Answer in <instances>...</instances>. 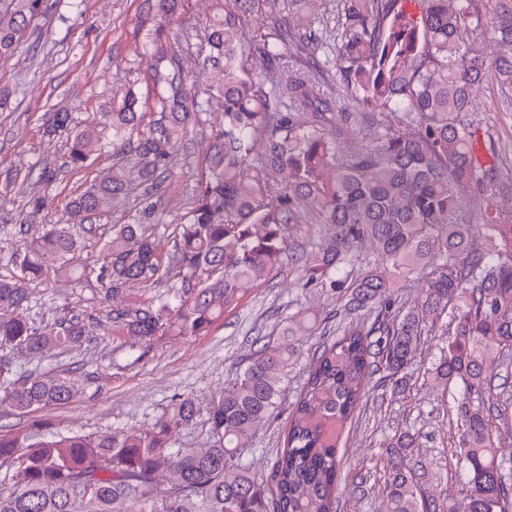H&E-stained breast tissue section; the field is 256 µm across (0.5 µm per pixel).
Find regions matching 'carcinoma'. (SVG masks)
<instances>
[{"instance_id":"1","label":"carcinoma","mask_w":512,"mask_h":512,"mask_svg":"<svg viewBox=\"0 0 512 512\" xmlns=\"http://www.w3.org/2000/svg\"><path fill=\"white\" fill-rule=\"evenodd\" d=\"M213 0L201 37L206 84L191 92L184 59L155 56L154 111L139 110L129 89L112 111L75 129L68 112L48 113L46 133H67L68 165L84 169L112 131L105 176L70 196L75 224L123 199L131 222L112 226L100 255L78 265L85 240L50 224L10 255L16 274L0 278V349L47 355L83 336L82 316L53 324L23 316L26 285L51 276L87 288L109 308L112 331L142 343L156 336H204L284 257L301 264L306 284L343 292L333 338L322 346L292 408L284 446L260 479L243 460L259 426L278 407L295 349L256 346L235 381L206 405L174 394L149 427L99 435L54 432L41 420L0 430V512H337L341 432L371 381L397 387L426 324L452 313L453 339L432 378L443 386L462 430L455 448L460 496L424 499L427 475L410 462L413 435L385 444L386 512H512V455L490 418L487 357L512 361V168L497 146L477 153L471 118L487 83L512 112V0ZM45 0H0V59L14 55ZM266 19L251 35L254 17ZM312 68H333L341 99L314 89L311 76L286 79L288 49ZM219 112L222 123L214 125ZM207 133L190 208L176 219L170 249L154 229L166 223L156 199L175 177V157ZM58 172L45 165L25 205L52 202ZM319 226L309 253L293 251L290 231ZM480 235L485 247H472ZM369 243L381 264L356 267ZM178 281L144 296L145 286ZM426 287L407 311L394 288L417 274ZM143 293L140 298L135 292ZM317 318H289L283 335L309 336ZM65 380L26 374L0 358V405L22 413L70 401ZM205 417L200 448L176 436Z\"/></svg>"}]
</instances>
